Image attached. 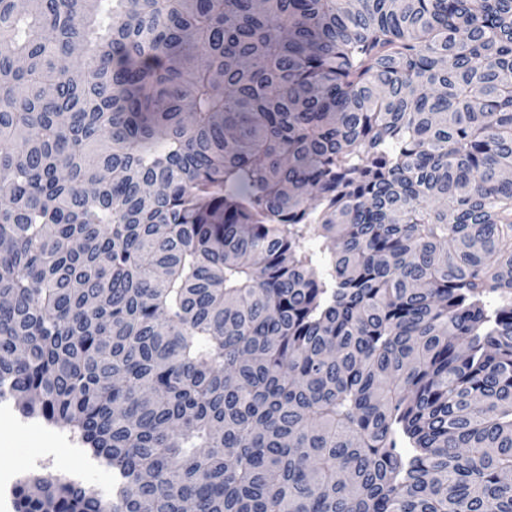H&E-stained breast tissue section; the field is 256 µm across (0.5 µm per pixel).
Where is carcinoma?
Masks as SVG:
<instances>
[{"instance_id": "1", "label": "carcinoma", "mask_w": 512, "mask_h": 512, "mask_svg": "<svg viewBox=\"0 0 512 512\" xmlns=\"http://www.w3.org/2000/svg\"><path fill=\"white\" fill-rule=\"evenodd\" d=\"M508 172L512 0H0L15 512H512ZM10 403L13 415H0V471L4 480L9 475L15 484L30 474H66L104 493L112 473L92 463L87 465L81 447L67 429L25 419ZM27 422L39 426L30 427Z\"/></svg>"}]
</instances>
